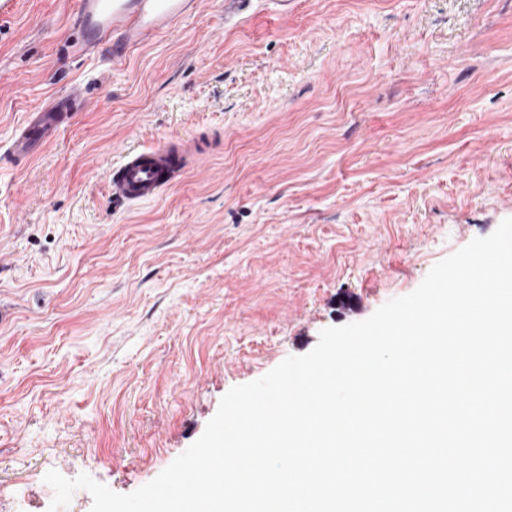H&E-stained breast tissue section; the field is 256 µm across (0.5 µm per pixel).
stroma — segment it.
Segmentation results:
<instances>
[{
    "instance_id": "35a3bbf8",
    "label": "stroma",
    "mask_w": 512,
    "mask_h": 512,
    "mask_svg": "<svg viewBox=\"0 0 512 512\" xmlns=\"http://www.w3.org/2000/svg\"><path fill=\"white\" fill-rule=\"evenodd\" d=\"M72 7L0 20V143L87 98L0 153V512H48L51 469L134 492L232 387L512 218V0H202L115 70L65 51ZM185 139L158 200L113 202L120 149ZM81 95V89L73 86L64 94L37 106L33 112H28L26 124L14 134L7 152L13 158L27 160L39 145L54 140L68 125L73 106Z\"/></svg>"
}]
</instances>
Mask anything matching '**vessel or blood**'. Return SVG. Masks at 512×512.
<instances>
[{
	"label": "vessel or blood",
	"mask_w": 512,
	"mask_h": 512,
	"mask_svg": "<svg viewBox=\"0 0 512 512\" xmlns=\"http://www.w3.org/2000/svg\"><path fill=\"white\" fill-rule=\"evenodd\" d=\"M198 6L199 0H75L73 53L120 67L132 51L156 41ZM81 95L74 86L37 106L12 137L8 153L26 160L39 145L54 140L68 125ZM176 166L177 158L167 144L127 153L112 177V195L127 205L155 200L169 185Z\"/></svg>",
	"instance_id": "obj_1"
}]
</instances>
